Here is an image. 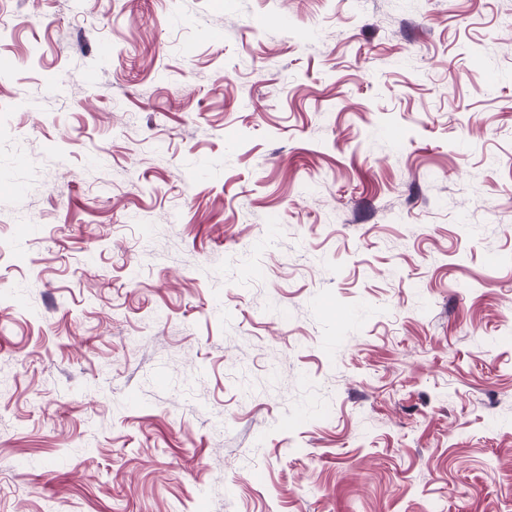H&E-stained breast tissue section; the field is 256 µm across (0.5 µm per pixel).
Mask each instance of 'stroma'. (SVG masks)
I'll return each mask as SVG.
<instances>
[{
	"mask_svg": "<svg viewBox=\"0 0 512 512\" xmlns=\"http://www.w3.org/2000/svg\"><path fill=\"white\" fill-rule=\"evenodd\" d=\"M1 60L0 512H512V0H0Z\"/></svg>",
	"mask_w": 512,
	"mask_h": 512,
	"instance_id": "stroma-1",
	"label": "stroma"
}]
</instances>
